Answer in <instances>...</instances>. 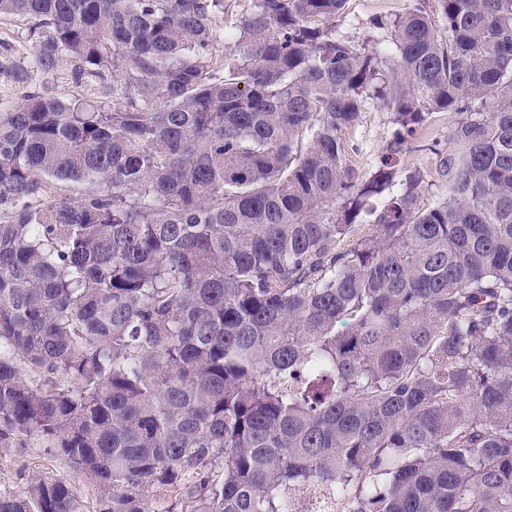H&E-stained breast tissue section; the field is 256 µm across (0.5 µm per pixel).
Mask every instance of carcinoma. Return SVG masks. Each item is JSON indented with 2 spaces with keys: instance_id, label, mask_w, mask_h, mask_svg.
I'll list each match as a JSON object with an SVG mask.
<instances>
[{
  "instance_id": "obj_1",
  "label": "carcinoma",
  "mask_w": 512,
  "mask_h": 512,
  "mask_svg": "<svg viewBox=\"0 0 512 512\" xmlns=\"http://www.w3.org/2000/svg\"><path fill=\"white\" fill-rule=\"evenodd\" d=\"M225 2L0 0L43 27L33 70L112 95L0 112V448L38 438L103 512H512V0L357 43L346 0ZM370 100L394 131L361 178ZM434 112L461 118L423 208L400 160Z\"/></svg>"
}]
</instances>
